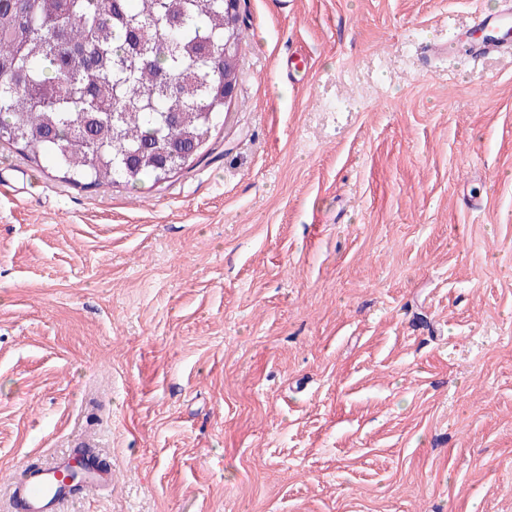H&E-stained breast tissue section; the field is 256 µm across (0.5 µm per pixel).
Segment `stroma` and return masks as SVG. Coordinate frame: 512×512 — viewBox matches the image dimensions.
<instances>
[{"label": "stroma", "mask_w": 512, "mask_h": 512, "mask_svg": "<svg viewBox=\"0 0 512 512\" xmlns=\"http://www.w3.org/2000/svg\"><path fill=\"white\" fill-rule=\"evenodd\" d=\"M504 6L240 0L151 188L0 147V492L79 434L67 512H512V58L425 51Z\"/></svg>", "instance_id": "stroma-1"}]
</instances>
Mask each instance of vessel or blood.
<instances>
[{"label":"vessel or blood","instance_id":"1","mask_svg":"<svg viewBox=\"0 0 512 512\" xmlns=\"http://www.w3.org/2000/svg\"><path fill=\"white\" fill-rule=\"evenodd\" d=\"M475 27L481 30V38L457 36L455 48L473 59L490 54L512 55L511 10L478 16ZM72 463V456L65 455L44 466L24 467L8 487L13 512H60L63 503L94 497L111 488V471L92 467L83 475L80 492H73L65 477Z\"/></svg>","mask_w":512,"mask_h":512}]
</instances>
